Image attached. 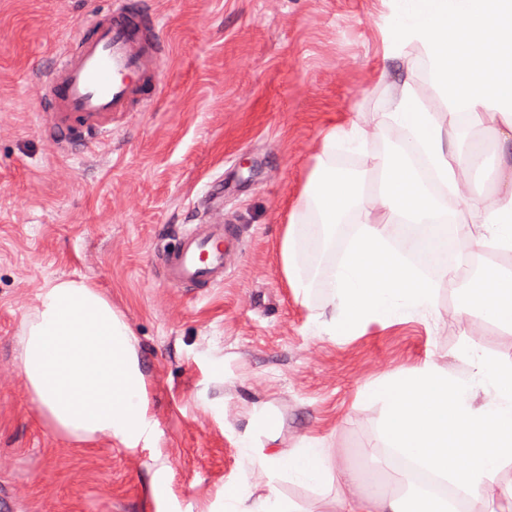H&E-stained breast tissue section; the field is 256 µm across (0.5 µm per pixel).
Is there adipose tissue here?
<instances>
[{"label":"adipose tissue","mask_w":512,"mask_h":512,"mask_svg":"<svg viewBox=\"0 0 512 512\" xmlns=\"http://www.w3.org/2000/svg\"><path fill=\"white\" fill-rule=\"evenodd\" d=\"M386 37L395 46L418 45L430 63L446 109L427 111L423 88L403 82L381 123L405 134L398 159H374L356 175L337 167V147L360 148L365 127L332 128L293 208L280 246L284 276L296 296L307 297L317 274L312 251L335 245L346 219L359 226L324 286L329 318L318 332L354 336L372 324L437 311V292L448 284L461 316L476 315L512 331V270L476 271L479 250L512 249V166L497 165L495 187H477L474 175L491 160L490 145L512 142V0H393ZM481 128L460 132V114ZM408 233L400 250L390 241ZM462 248L455 267L425 276L406 253L428 258ZM34 310L21 321L18 361L40 416L58 434L79 442L116 438L136 448L153 440L146 376L136 339L111 301L83 280L46 283ZM460 357L479 369L477 379L449 375L435 362L381 376L360 393L384 406L380 436L391 454L386 467L335 470L330 449L298 453L266 445L250 449L262 472L282 471L309 482L336 478V512H449L448 500L408 498L401 476L416 462L464 493L460 512H489L495 492L512 502V483L498 476L512 465V360L493 359L466 345ZM484 401H477V392ZM224 512H294L278 495H254L248 479L226 485Z\"/></svg>","instance_id":"ef3b65f1"}]
</instances>
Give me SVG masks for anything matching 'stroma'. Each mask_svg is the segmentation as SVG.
<instances>
[{"instance_id":"1","label":"stroma","mask_w":512,"mask_h":512,"mask_svg":"<svg viewBox=\"0 0 512 512\" xmlns=\"http://www.w3.org/2000/svg\"><path fill=\"white\" fill-rule=\"evenodd\" d=\"M99 6L0 0V512H219L225 484L250 469L241 438L255 408L274 415L276 448L317 438L358 466L390 454L380 405L358 400L367 383L428 360L468 377L466 343L512 360V331L460 318L445 287L438 318L318 335L326 290L302 304L282 271L288 215L324 133L370 123L404 80L425 88L429 110L445 107L419 49L384 41L392 0H139L168 46L164 86L111 139L63 144L45 135L50 116L29 85ZM400 143L389 125L336 164L358 173ZM217 179L240 246L223 284L170 286L153 255L178 225L212 219L205 191ZM57 278L100 288L129 324L155 440L79 443L41 419L17 360L20 322ZM162 466L171 498L158 504L147 488ZM251 484L296 512L336 507L325 484L272 472Z\"/></svg>"}]
</instances>
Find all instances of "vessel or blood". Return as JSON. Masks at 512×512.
<instances>
[{
	"label": "vessel or blood",
	"instance_id": "vessel-or-blood-1",
	"mask_svg": "<svg viewBox=\"0 0 512 512\" xmlns=\"http://www.w3.org/2000/svg\"><path fill=\"white\" fill-rule=\"evenodd\" d=\"M134 0H107L83 25L75 47L57 59L46 83L33 93L51 116L49 134H112L113 120L135 111L164 82V45L145 31ZM236 241L223 218L185 224L158 270L169 285H217L224 254Z\"/></svg>",
	"mask_w": 512,
	"mask_h": 512
}]
</instances>
